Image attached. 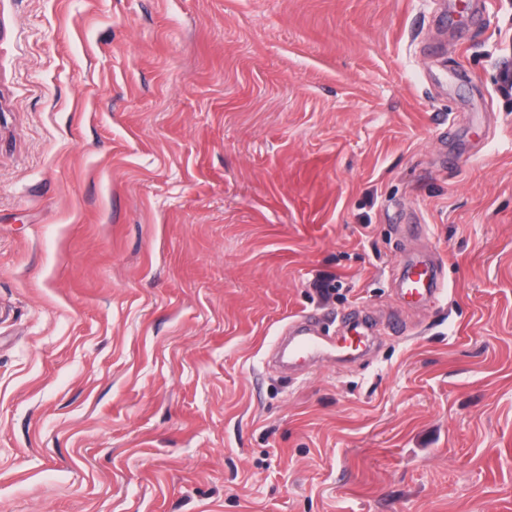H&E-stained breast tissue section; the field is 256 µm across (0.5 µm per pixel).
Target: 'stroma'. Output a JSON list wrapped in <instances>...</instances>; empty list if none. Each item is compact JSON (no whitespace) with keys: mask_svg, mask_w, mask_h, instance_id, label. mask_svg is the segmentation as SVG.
Instances as JSON below:
<instances>
[{"mask_svg":"<svg viewBox=\"0 0 512 512\" xmlns=\"http://www.w3.org/2000/svg\"><path fill=\"white\" fill-rule=\"evenodd\" d=\"M0 512H512V0H0ZM439 263L427 255L402 262L399 299L409 306H420L442 291ZM285 336L288 344L280 352L283 363H293L299 360H319L326 355L337 352L354 353L364 352L369 342L366 329L361 326H352L340 336H317V330L306 315H299L294 325Z\"/></svg>","mask_w":512,"mask_h":512,"instance_id":"1","label":"stroma"}]
</instances>
